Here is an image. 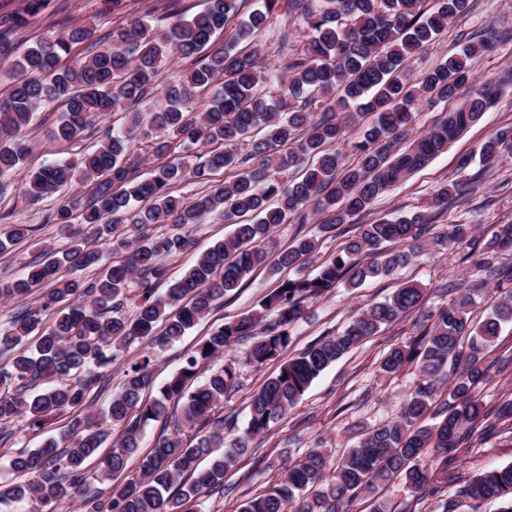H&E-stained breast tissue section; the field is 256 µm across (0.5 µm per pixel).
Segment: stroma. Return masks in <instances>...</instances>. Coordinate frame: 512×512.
Returning a JSON list of instances; mask_svg holds the SVG:
<instances>
[{"instance_id": "stroma-1", "label": "stroma", "mask_w": 512, "mask_h": 512, "mask_svg": "<svg viewBox=\"0 0 512 512\" xmlns=\"http://www.w3.org/2000/svg\"><path fill=\"white\" fill-rule=\"evenodd\" d=\"M98 9L99 0H48L42 15L19 32V45L27 47L72 21L94 25L101 33L122 25L124 14L102 16ZM486 29L492 30L493 36L487 50L473 59L471 77L479 82L492 80L500 84L501 91L493 105L478 123L449 145L447 152L381 196L359 223L342 225L321 241V253L328 256L358 235L360 224L423 213L428 216L429 224L421 237V248L415 249L410 263L394 275L374 279L355 290L339 285L321 300L309 303L304 318L292 327L291 341L281 357L289 359L311 342L342 330L355 314L382 301L403 282L414 281L425 288L423 308L384 327L326 370L293 409L266 435L256 439L255 450L225 476L223 496L207 497L202 512H238L244 500L266 490L280 475L284 463L296 462L309 449L320 445L331 448L334 458H341L352 447L359 427L395 418L417 373L409 366L394 376H382L379 372L382 358L391 348L407 344L423 330L430 312L445 304L448 285H467L478 277L475 261L485 241L500 225L512 223V158L489 167L480 162L478 155L481 144L493 131L512 125V0H470L469 13L450 23L436 43L413 61L412 70L418 73L431 68L459 50L466 35ZM61 111L62 106L57 102L42 109L40 118L27 129L31 152L25 166L0 176V211L15 209L20 221L36 227L32 237L0 253V278L18 275L28 262L42 256L48 248L59 250L66 246L67 236L59 226L42 221L45 211L53 206L52 200L32 204L21 193L29 171L79 152L78 147L59 145L50 136L49 122L58 118ZM464 158L469 161L465 167L460 164ZM451 180L459 181L460 186L449 198L447 210L432 209L433 193ZM455 224L472 225L470 244H450L448 235ZM230 231V225L216 216L195 226L192 231L195 249L169 261L170 276L181 277L198 252ZM291 275L288 269H261L251 275L237 295L218 303L212 314L180 341L165 346L154 370L155 384L168 379L180 367L184 354L192 351L215 327L256 309L266 294ZM247 348V343H236L210 364L214 370L230 359L239 364L238 387L225 398L222 411L240 426L247 421V405L253 392L279 368L275 362L260 368L244 364ZM505 356L512 357L511 326L504 327L496 342L486 350L485 361L493 372L482 390L485 403L493 405L503 396L512 395V367L502 372L496 369L499 359ZM69 420V414L64 413L49 419L42 428H22L11 441L0 446V482L13 479L10 459L16 450L40 446L43 439L64 430ZM451 458L452 467L469 477L484 469L512 463V420L498 423L480 440L461 444Z\"/></svg>"}]
</instances>
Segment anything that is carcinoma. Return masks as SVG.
<instances>
[{"instance_id":"obj_1","label":"carcinoma","mask_w":512,"mask_h":512,"mask_svg":"<svg viewBox=\"0 0 512 512\" xmlns=\"http://www.w3.org/2000/svg\"><path fill=\"white\" fill-rule=\"evenodd\" d=\"M46 2L26 0L23 13L0 16V64H10L0 72L6 82L0 95V174L24 164L30 145L23 131L51 102L64 106L53 139L99 140L78 161L42 167L25 183L31 202L57 196L43 223L68 231V247L60 257L28 263L19 277L0 280L1 298L37 296L11 317L9 328L0 329V446L11 440L13 424L36 427L65 412L73 417L59 437L11 459L16 479L0 483V512H17L22 504L28 512H62L73 502L80 512H194L201 497L224 494L225 475L325 369L382 326L421 309L423 289H395L342 332L283 363L251 396L241 429L219 415L224 398L238 386L237 363L230 360L205 378L202 367L241 340L250 341L245 363L260 368L278 359L305 303L341 281L357 288L391 274L409 254L390 245L418 239L427 216L363 224L359 237L328 257L320 255L317 238L295 240L280 252L278 264H315L316 274L283 280L259 308L214 330L153 399L143 398L152 385L153 356L131 364L104 412L105 423L120 433L94 475L88 461L98 456L105 430L84 408L104 383L102 369L139 340L163 346L181 338L218 300L236 295L267 266L274 229L289 218L305 224L309 212H317L323 215L321 234L350 223L476 123L500 87L486 81L471 89L466 109L443 113L399 148L420 107L454 99L468 83L469 62L487 47L472 42L418 75L411 69L470 0H432L430 9L427 0H256L245 12L246 0H206V8L190 18L180 0H155L173 18L165 29L151 28V6L99 38L84 24H68L17 53V32ZM279 10L303 22L305 43L277 75V90L268 93L262 89L268 51L259 34ZM89 41L93 50L76 55ZM172 54L191 64L176 85L162 78V64ZM210 91L208 108L198 111L201 95ZM154 97L165 98L167 106L150 116L138 111ZM317 102L320 113L311 110ZM353 107L376 119L356 145V164L347 166L335 146L348 135V124L336 113ZM118 111L121 125L99 132L92 117ZM252 132L262 133L261 139L240 150ZM141 143L153 160L146 177L139 169ZM506 155H512V126L497 129L481 147L489 166ZM287 169L301 171L289 185L278 177ZM219 173L225 178H216ZM75 181L86 192L65 194ZM186 181L203 190L185 199L177 186ZM455 190V182L439 186L431 204L448 207ZM210 216L234 225L232 236L214 243L159 293L167 280L166 260L191 250V230ZM158 224L181 231L154 235ZM33 231L29 224L11 225L0 251ZM498 255H512V224L501 225L485 243L477 262L485 277L456 289L433 314L429 330L381 361L385 376L408 364L418 372L397 417L359 428L352 448L335 464L330 449L309 450L264 493L246 499L240 512H347L360 492L395 476L420 498L455 483L460 497L497 500L500 512H512L511 463L464 482L448 469V453L489 420L512 419V398L489 409L479 396L490 380L483 351L512 323V294L499 298L483 320L472 319L484 282L512 278V266L495 264ZM66 264L96 272L86 280L70 278L61 274ZM127 303L131 316L122 313ZM42 383L47 390L30 394ZM444 384L442 400L438 389ZM160 419L172 423L173 432L159 434L136 470H127L146 427ZM105 481L108 488L99 487Z\"/></svg>"}]
</instances>
